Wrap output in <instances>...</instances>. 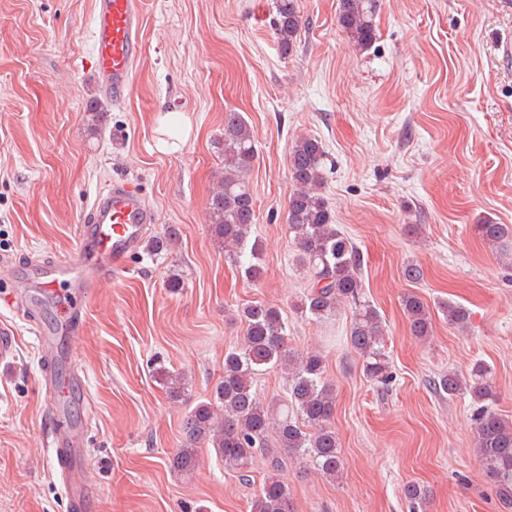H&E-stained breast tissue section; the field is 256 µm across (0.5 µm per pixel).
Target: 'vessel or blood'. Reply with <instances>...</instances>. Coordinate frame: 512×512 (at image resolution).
I'll return each mask as SVG.
<instances>
[{
	"instance_id": "vessel-or-blood-1",
	"label": "vessel or blood",
	"mask_w": 512,
	"mask_h": 512,
	"mask_svg": "<svg viewBox=\"0 0 512 512\" xmlns=\"http://www.w3.org/2000/svg\"><path fill=\"white\" fill-rule=\"evenodd\" d=\"M142 27L141 0H95L90 33L93 81L100 96L113 104L124 102L132 90ZM157 221L156 210L134 185L112 180L88 208L76 256L43 262L35 288L58 297L111 281L127 258L141 250ZM51 446L57 472L72 492L74 512H84L87 488L72 469L77 441L63 429L54 434Z\"/></svg>"
}]
</instances>
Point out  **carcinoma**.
<instances>
[{"instance_id":"1","label":"carcinoma","mask_w":512,"mask_h":512,"mask_svg":"<svg viewBox=\"0 0 512 512\" xmlns=\"http://www.w3.org/2000/svg\"><path fill=\"white\" fill-rule=\"evenodd\" d=\"M380 0H339L337 23L351 46L368 50L377 36ZM274 34L283 56L296 42L302 20L296 0H275ZM224 177L210 201L213 237L224 244V255L238 263L253 281L262 274L260 246L250 242L254 201L249 173L256 159L254 136L240 113L224 116ZM324 149L312 137L298 138L288 156L293 191L288 202V232L297 260L309 273L310 285L296 304L300 316L320 321L348 303L354 306L348 345L362 361L367 378L383 389L395 381L385 350L386 328L379 312L361 300V257L352 240L335 224L322 191ZM478 236L505 256L512 228L491 222L475 225ZM413 335H432L428 306L416 295L402 298ZM439 310L448 325L465 329L470 312L456 302H442ZM244 335L224 354V375L209 401L197 403L182 422L183 442L169 463L188 474L197 465L198 448L214 451L224 468L250 478L256 457L267 473L248 503L249 512H294L291 491L280 471L291 462L334 479L342 469L336 432L332 427L336 394L324 379L325 358L318 351L301 353L288 345V323L275 304H251L241 310ZM271 368L285 374L286 395L265 402L257 392L256 376ZM448 396H470L473 412V451L496 490L500 503L512 508V420L496 408V388L490 367L482 361L468 373L450 371L438 381ZM412 512L426 505V491L415 483L403 489Z\"/></svg>"}]
</instances>
